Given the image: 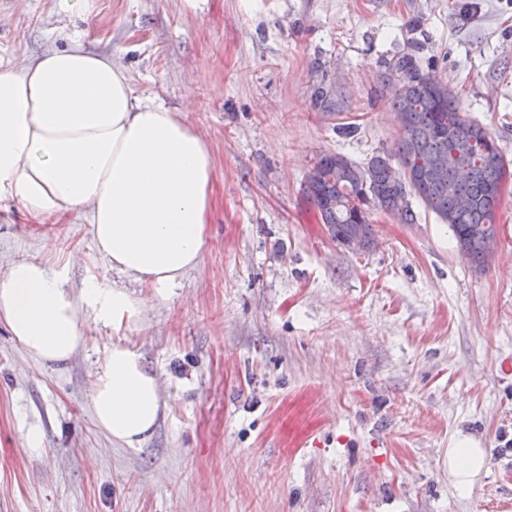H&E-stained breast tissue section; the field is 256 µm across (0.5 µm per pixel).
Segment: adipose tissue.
I'll return each instance as SVG.
<instances>
[{
    "label": "adipose tissue",
    "mask_w": 512,
    "mask_h": 512,
    "mask_svg": "<svg viewBox=\"0 0 512 512\" xmlns=\"http://www.w3.org/2000/svg\"><path fill=\"white\" fill-rule=\"evenodd\" d=\"M213 175L207 142L177 113L136 97L110 55L76 41L18 69L0 66V201L36 219L87 213L97 252L158 294L203 256ZM80 301L106 325L140 315L124 287L92 279L74 300L41 262L13 261L0 277V324L42 362H66L83 345ZM89 400L98 427L131 448L152 435L164 407L157 375L118 343ZM484 464L473 438L448 451L456 488H470Z\"/></svg>",
    "instance_id": "1"
}]
</instances>
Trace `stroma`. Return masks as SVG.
Returning <instances> with one entry per match:
<instances>
[{
	"label": "stroma",
	"instance_id": "obj_1",
	"mask_svg": "<svg viewBox=\"0 0 512 512\" xmlns=\"http://www.w3.org/2000/svg\"><path fill=\"white\" fill-rule=\"evenodd\" d=\"M75 40L204 136L214 208L199 265L162 297L112 271L85 217L0 202V274L40 261L73 296L93 276L143 303L116 328L81 310L85 343L62 365L0 325V512H512V180L482 270L420 200L413 224L373 211L375 246L351 252L303 192L320 153L394 154L387 65L413 45L512 160V0L0 8V65ZM115 343L166 403L137 448L89 403ZM461 435L487 453L466 491L448 479Z\"/></svg>",
	"mask_w": 512,
	"mask_h": 512
}]
</instances>
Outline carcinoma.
Here are the masks:
<instances>
[{
	"mask_svg": "<svg viewBox=\"0 0 512 512\" xmlns=\"http://www.w3.org/2000/svg\"><path fill=\"white\" fill-rule=\"evenodd\" d=\"M392 71L399 81L393 102L399 122L396 158L372 156L367 162L372 181L365 187L364 166L322 153L314 163L319 177L306 181V197L340 245L355 237L375 241L373 210L400 224L416 223L414 195L450 227L469 263L481 270L497 240L503 154L484 127L463 115L457 96L420 69L414 53L397 57Z\"/></svg>",
	"mask_w": 512,
	"mask_h": 512,
	"instance_id": "cac0c4a2",
	"label": "carcinoma"
}]
</instances>
